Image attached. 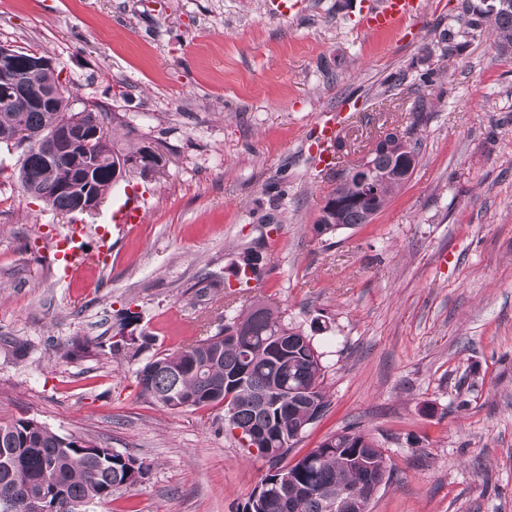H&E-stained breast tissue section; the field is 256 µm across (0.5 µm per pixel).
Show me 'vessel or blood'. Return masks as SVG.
Listing matches in <instances>:
<instances>
[{"label": "vessel or blood", "mask_w": 512, "mask_h": 512, "mask_svg": "<svg viewBox=\"0 0 512 512\" xmlns=\"http://www.w3.org/2000/svg\"><path fill=\"white\" fill-rule=\"evenodd\" d=\"M416 10V0H378L377 4L364 8L360 18L364 29L370 31H396L401 29ZM340 134V122L336 115L324 114L314 127L311 150L319 165L330 167L334 163L332 147ZM146 211L140 199L130 198L112 214L113 230H126L129 225L144 223ZM113 230L103 231L96 252L85 250L79 232L73 231L61 238L53 252V263L61 280H69L82 268L97 269L104 265L111 252Z\"/></svg>", "instance_id": "b4317fda"}]
</instances>
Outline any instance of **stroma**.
<instances>
[{"label":"stroma","mask_w":512,"mask_h":512,"mask_svg":"<svg viewBox=\"0 0 512 512\" xmlns=\"http://www.w3.org/2000/svg\"><path fill=\"white\" fill-rule=\"evenodd\" d=\"M479 2L419 0L401 31L372 33L361 0H290L284 14L270 0H0V44L52 57L74 111L116 113V148L162 158L98 212L61 214L21 192V151L0 145V419L150 464L95 512H239L266 474L223 407H156L139 393L143 358L108 350L127 309L159 351L213 334L224 299L195 301L193 285L258 239L250 295L304 329L330 319L314 343L331 405L290 459L360 430L394 467L371 512H512V55L484 30L448 49ZM429 69L438 79L420 83ZM341 109L338 169L394 127L420 155L371 223L327 243L314 225L338 169L308 148ZM128 191L145 222L113 236L107 267L60 280L57 240L76 225L97 250ZM11 338L30 343L25 358Z\"/></svg>","instance_id":"stroma-1"}]
</instances>
